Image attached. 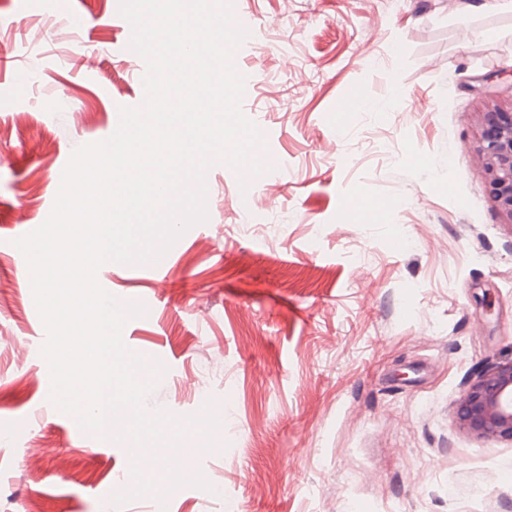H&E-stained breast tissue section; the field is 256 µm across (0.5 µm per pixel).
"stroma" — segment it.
Masks as SVG:
<instances>
[{
  "mask_svg": "<svg viewBox=\"0 0 512 512\" xmlns=\"http://www.w3.org/2000/svg\"><path fill=\"white\" fill-rule=\"evenodd\" d=\"M254 28L243 113L280 159L244 200L207 182L209 222L150 267L97 281L155 299L122 329L167 368L149 411L184 416L206 388L225 447L183 486L122 512H512V442L454 426L453 403L512 357V228L473 157L469 112L512 69V0H234ZM82 28H72L71 14ZM26 16L27 34L16 22ZM118 0H0V512H104L130 483L126 447L49 399L47 332L15 239L51 214L73 151L144 100ZM370 47V56L359 54ZM359 91L366 104L339 111ZM359 198L374 211L353 217Z\"/></svg>",
  "mask_w": 512,
  "mask_h": 512,
  "instance_id": "35a3bbf8",
  "label": "stroma"
}]
</instances>
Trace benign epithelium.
Listing matches in <instances>:
<instances>
[{
	"label": "benign epithelium",
	"mask_w": 512,
	"mask_h": 512,
	"mask_svg": "<svg viewBox=\"0 0 512 512\" xmlns=\"http://www.w3.org/2000/svg\"><path fill=\"white\" fill-rule=\"evenodd\" d=\"M473 152L499 223L512 227V96H486L469 113ZM458 431L489 442L512 441V358L471 379L454 405Z\"/></svg>",
	"instance_id": "benign-epithelium-1"
}]
</instances>
